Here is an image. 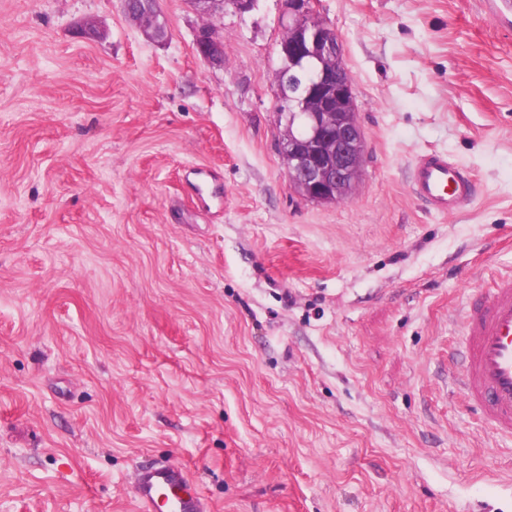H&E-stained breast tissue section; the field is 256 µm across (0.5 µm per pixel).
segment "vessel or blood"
<instances>
[{
    "instance_id": "vessel-or-blood-1",
    "label": "vessel or blood",
    "mask_w": 512,
    "mask_h": 512,
    "mask_svg": "<svg viewBox=\"0 0 512 512\" xmlns=\"http://www.w3.org/2000/svg\"><path fill=\"white\" fill-rule=\"evenodd\" d=\"M409 189L429 212L448 216L471 199L473 186L446 153L431 152L413 162ZM463 326L460 390L494 435L512 438V275L470 297ZM133 495L137 512H210L173 464L139 469Z\"/></svg>"
}]
</instances>
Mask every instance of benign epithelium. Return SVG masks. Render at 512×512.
<instances>
[{
	"label": "benign epithelium",
	"instance_id": "7a95c632",
	"mask_svg": "<svg viewBox=\"0 0 512 512\" xmlns=\"http://www.w3.org/2000/svg\"><path fill=\"white\" fill-rule=\"evenodd\" d=\"M200 17H210L224 9V0H188ZM158 0H141L137 10L125 15L142 27L147 36L162 41L159 27L147 23L150 8ZM317 0H283L282 21L288 30V54L311 58L320 64L315 75L318 107L299 113V133L288 132V176L310 201L332 203L350 174L363 164L365 143L358 122L350 117L355 103L352 81L342 59L340 42L328 36L330 26L315 25ZM85 39L103 40L106 29L93 17L76 26Z\"/></svg>",
	"mask_w": 512,
	"mask_h": 512
}]
</instances>
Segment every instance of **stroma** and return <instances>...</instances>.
Listing matches in <instances>:
<instances>
[{"label":"stroma","mask_w":512,"mask_h":512,"mask_svg":"<svg viewBox=\"0 0 512 512\" xmlns=\"http://www.w3.org/2000/svg\"><path fill=\"white\" fill-rule=\"evenodd\" d=\"M168 38L121 0H0V512H136L138 467L211 512H512V441L448 375L512 274V29L479 0H319L365 140L348 199L288 183L281 0ZM109 35L76 36L86 17ZM448 153L474 196L427 211ZM124 10L125 15L127 18L134 24L138 25L139 27H142L144 31L146 32L147 36L157 42L165 41L167 38L162 39L159 35V27L156 25H149L153 24L156 20H158V16L155 17H148L147 16L151 13L150 8L152 6H155V8L158 6V0H141V6H139L138 10H131L127 8V0H124ZM147 18V21H146ZM409 189L429 212L448 216L459 212L471 199L473 186L447 153L431 152L413 162Z\"/></svg>","instance_id":"stroma-1"}]
</instances>
